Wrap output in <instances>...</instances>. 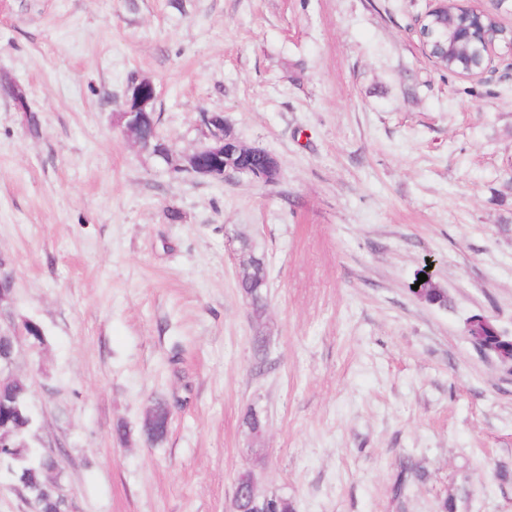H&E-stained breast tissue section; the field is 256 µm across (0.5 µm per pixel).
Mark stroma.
I'll return each mask as SVG.
<instances>
[{
	"mask_svg": "<svg viewBox=\"0 0 512 512\" xmlns=\"http://www.w3.org/2000/svg\"><path fill=\"white\" fill-rule=\"evenodd\" d=\"M182 2L0 0L40 123L0 94V322L43 330L13 370L70 512H231L245 470L295 512H512V366L467 334H512V47L469 79L423 51L432 0ZM133 76L176 155L220 112L279 180L174 177L116 122ZM425 270L447 306L411 293ZM237 283L239 289L251 300L255 312L264 307V291L268 288L265 262H258L251 269L239 270ZM153 405L156 408V417L145 434L151 441L159 443L167 436L170 424V410L166 402L157 401Z\"/></svg>",
	"mask_w": 512,
	"mask_h": 512,
	"instance_id": "stroma-1",
	"label": "stroma"
}]
</instances>
